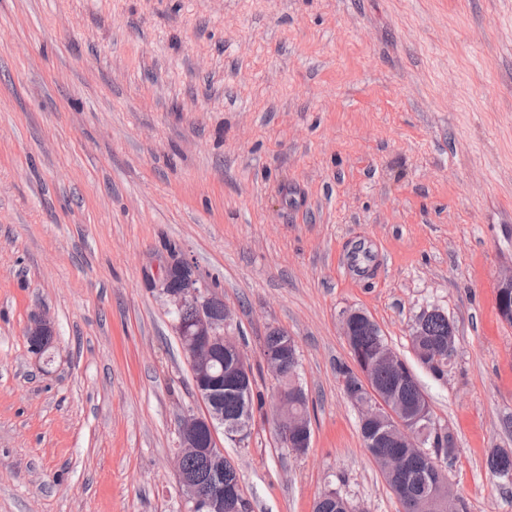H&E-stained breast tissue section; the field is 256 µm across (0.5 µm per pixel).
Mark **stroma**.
Segmentation results:
<instances>
[{"instance_id": "obj_1", "label": "stroma", "mask_w": 512, "mask_h": 512, "mask_svg": "<svg viewBox=\"0 0 512 512\" xmlns=\"http://www.w3.org/2000/svg\"><path fill=\"white\" fill-rule=\"evenodd\" d=\"M253 367L293 337L311 443L224 441L249 512H402L343 392L344 311L413 362L467 512H512V0H0V512H189L177 424L204 413L151 283L171 249ZM54 326L42 355L26 329ZM429 314L431 315L428 317ZM426 317L428 318L424 324ZM425 318L416 321L412 327L410 336H417L413 341L414 355L417 363L420 364L421 367L428 370L434 377L440 378L445 374V371L444 367H440V362L435 363V355L446 350L448 352V359L445 358L441 362L447 363L452 359L456 349V331L452 327H450L448 331V320L450 321V319L447 315L445 317L444 312L439 309L434 308L427 310L425 312ZM450 322L453 324L452 321ZM423 324L426 336H423ZM448 336H455L454 342L449 339Z\"/></svg>"}]
</instances>
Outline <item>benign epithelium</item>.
<instances>
[{"instance_id": "1", "label": "benign epithelium", "mask_w": 512, "mask_h": 512, "mask_svg": "<svg viewBox=\"0 0 512 512\" xmlns=\"http://www.w3.org/2000/svg\"><path fill=\"white\" fill-rule=\"evenodd\" d=\"M162 293L165 295L170 311L179 313L185 309L194 311V319L187 326L175 321L177 336L181 339L184 355L193 372L196 392L203 399L207 413L198 416H184L178 424L179 448L175 463L179 473V487L185 500L191 502L199 512H238L240 499L235 489H226L219 485L215 490L204 493L199 489V480L185 471L183 457L196 454L219 462L224 456V448L217 439L218 429H223L224 437L237 440L244 437L250 425L242 421L224 420V388L213 380V371L217 365L224 364V352L236 354L235 376L241 383L252 379L251 365L243 348L229 331L231 313L216 294L203 283L195 273L192 262L182 253H170V261L164 268L160 279ZM51 323L44 318H35L27 328L26 336H47L52 333ZM404 360L389 346L380 347L371 363L361 373L362 395L356 402L362 417L367 419L385 418L399 421V408L387 390L374 385L372 373L378 367L401 369ZM278 433L284 445H304L308 442L310 426L302 415H295L289 421L276 417ZM440 425L434 422L429 406L423 405L415 413L410 423L402 424L400 429L412 448L422 447L419 431L426 426Z\"/></svg>"}]
</instances>
